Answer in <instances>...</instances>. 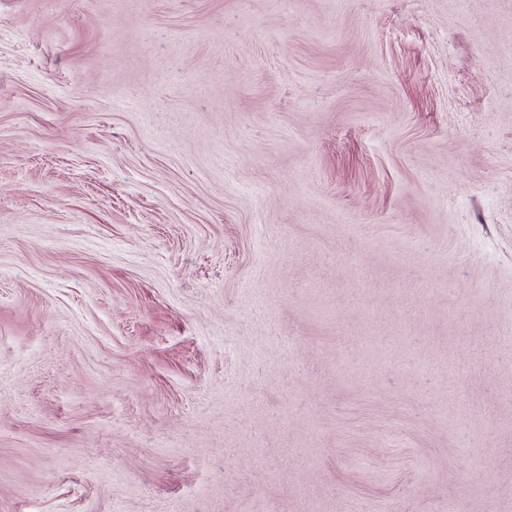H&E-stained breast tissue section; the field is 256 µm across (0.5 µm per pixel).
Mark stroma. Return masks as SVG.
<instances>
[{
    "mask_svg": "<svg viewBox=\"0 0 512 512\" xmlns=\"http://www.w3.org/2000/svg\"><path fill=\"white\" fill-rule=\"evenodd\" d=\"M0 512H512V0H0Z\"/></svg>",
    "mask_w": 512,
    "mask_h": 512,
    "instance_id": "stroma-1",
    "label": "stroma"
}]
</instances>
